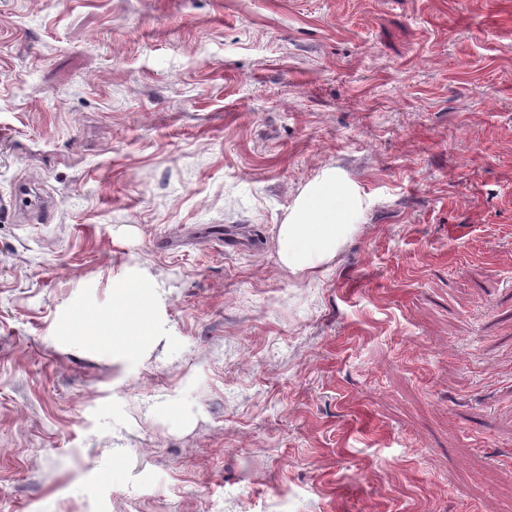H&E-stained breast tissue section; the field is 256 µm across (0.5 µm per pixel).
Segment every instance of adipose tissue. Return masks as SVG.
Listing matches in <instances>:
<instances>
[{"instance_id": "obj_1", "label": "adipose tissue", "mask_w": 512, "mask_h": 512, "mask_svg": "<svg viewBox=\"0 0 512 512\" xmlns=\"http://www.w3.org/2000/svg\"><path fill=\"white\" fill-rule=\"evenodd\" d=\"M352 193L332 169L307 186L277 229L275 250L284 269L304 276L335 259L355 230L351 222Z\"/></svg>"}]
</instances>
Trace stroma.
Wrapping results in <instances>:
<instances>
[{
  "label": "stroma",
  "mask_w": 512,
  "mask_h": 512,
  "mask_svg": "<svg viewBox=\"0 0 512 512\" xmlns=\"http://www.w3.org/2000/svg\"><path fill=\"white\" fill-rule=\"evenodd\" d=\"M328 168L357 229L298 278ZM24 179L0 512H512V0H0ZM351 195L352 188L336 175V169L326 170L307 186L277 229L275 250L284 269L304 276L336 259L356 227L350 222L355 206ZM50 208L48 195L27 182L17 184L9 203L12 217L46 214Z\"/></svg>",
  "instance_id": "1"
}]
</instances>
